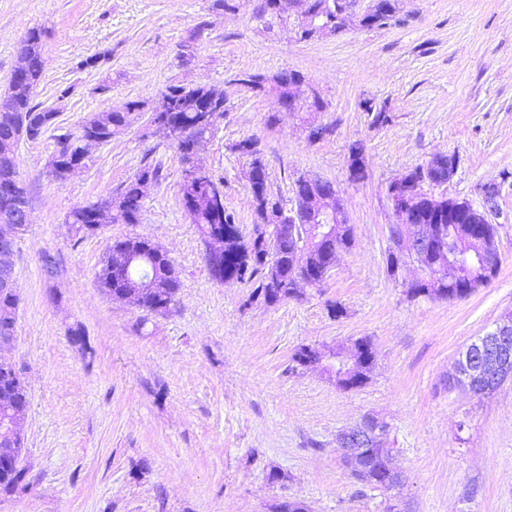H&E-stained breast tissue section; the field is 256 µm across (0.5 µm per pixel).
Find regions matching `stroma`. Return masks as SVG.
Here are the masks:
<instances>
[{
    "mask_svg": "<svg viewBox=\"0 0 512 512\" xmlns=\"http://www.w3.org/2000/svg\"><path fill=\"white\" fill-rule=\"evenodd\" d=\"M260 2L235 0L227 11L217 0H0V96L20 41L38 27L45 50L33 101L57 114L16 149L29 223L17 242L6 355L28 394L20 428L33 486L0 501V512H275L287 499L309 512H385L388 493L358 483L336 444L368 417L388 425L402 512H512V380L484 398L448 385L460 351L512 309V0H399L384 26L311 41L296 35V9L263 31ZM283 71L317 86L325 110L289 114L275 92L237 83ZM172 84L224 89V116L198 157L223 181L243 235L257 216L252 159L239 141L257 140L273 197L290 200L302 177L336 185L354 243L319 287L268 305L248 302L252 284L217 283L180 202V156L170 140L146 135L144 121L90 147L73 174L52 176L57 138L130 100L158 106ZM368 103L386 123L372 124ZM310 122L330 134L309 141ZM356 143L367 164L360 182L347 171ZM437 155L454 156L456 167L434 196L498 189L500 269L463 300L409 299L401 282L415 268L397 281L386 271L387 184ZM149 162L162 176L146 188L138 223L116 218L72 236L73 208L117 195ZM129 236L152 241L178 269L169 314H146L99 287L113 243ZM46 252L56 275L43 268ZM361 337L374 351L362 388L291 367L300 346Z\"/></svg>",
    "mask_w": 512,
    "mask_h": 512,
    "instance_id": "35a3bbf8",
    "label": "stroma"
}]
</instances>
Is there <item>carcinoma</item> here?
I'll list each match as a JSON object with an SVG mask.
<instances>
[{"mask_svg":"<svg viewBox=\"0 0 512 512\" xmlns=\"http://www.w3.org/2000/svg\"><path fill=\"white\" fill-rule=\"evenodd\" d=\"M255 18L262 27L269 30L273 24L282 20L283 14L278 0H262ZM44 32L38 28L29 30L23 39V48L28 56L29 67L24 82L9 90L0 100V196L9 201V205L0 204V221L17 223L23 212L27 210V190L19 177L14 145L21 137L29 140L38 139L53 123L51 111L39 110L32 105V98L42 76V55L44 52ZM166 96L172 101V112L166 113V120L152 133L165 132V137L175 145L183 164L195 161L192 147L197 139L208 135L213 126L197 124L198 116L203 112L224 115V99L210 96L206 85L186 87L170 85ZM146 108L141 101H129L120 110H105L96 112L88 117L81 125L79 137L69 135L58 138L56 148L51 155L49 165L53 166L55 176L59 179L66 176L67 167L73 161L85 160L82 156L81 138L94 136L101 142L107 143L112 136L131 125L141 116ZM171 131H166V126ZM236 149L242 154L252 157V164L265 170L257 148V141L248 138L236 144ZM349 168L353 174L350 179L359 182L366 177L362 148L354 147L350 153ZM161 176V166L157 163H146L140 167L135 178L121 188L117 197H105L87 206H77L72 209L67 218V224L72 234H84V227L90 223V215L94 211H102L116 205L120 209L119 217L126 224H136L142 207L143 195L139 193L140 181L149 179L156 182ZM223 182L209 174L205 178H185L180 183L179 192L194 193L204 199L210 198L214 186ZM256 213L260 223L253 225L249 239L238 238L224 243V272L231 274L239 281L251 282L253 290L247 302L261 299L266 304H275L283 299L297 296L299 279L303 269L294 262L292 247L291 224H272L267 220L268 213L280 206V201L271 198L267 190V181L261 180L252 188ZM199 232L203 233L218 225L236 229V217L225 207H202L192 217ZM353 236L350 225H339V233L325 251L310 252L309 258L324 266L335 264L336 253L352 246ZM149 241L139 237H129L119 240L112 245L114 250L137 251L144 257L140 266L149 268L155 274L156 282L164 288V293L157 299H151L137 288H127L128 281L120 274H111L108 263H103L96 274L100 288L111 297H117L123 291L130 293L131 306L154 314H165L176 302L180 288V279L173 262L165 256L155 257L148 249ZM477 245L467 237L456 233L448 234V252L467 253L469 263L459 269L460 276L455 284H435L421 279L405 288L407 297L419 298L428 294L431 300L464 299L487 285L484 281L485 258L472 256ZM18 294L0 291V340H11L16 333V308ZM8 398L21 409L28 406L27 392L21 374L12 362H0V399ZM358 429L375 433L372 447L386 448L387 424L367 419L358 425ZM362 470L353 474L358 482L373 489L387 490L392 477L387 473L384 464L375 453L364 457ZM31 481L24 467L0 472V496L12 497L26 493Z\"/></svg>","mask_w":512,"mask_h":512,"instance_id":"cac0c4a2","label":"carcinoma"}]
</instances>
